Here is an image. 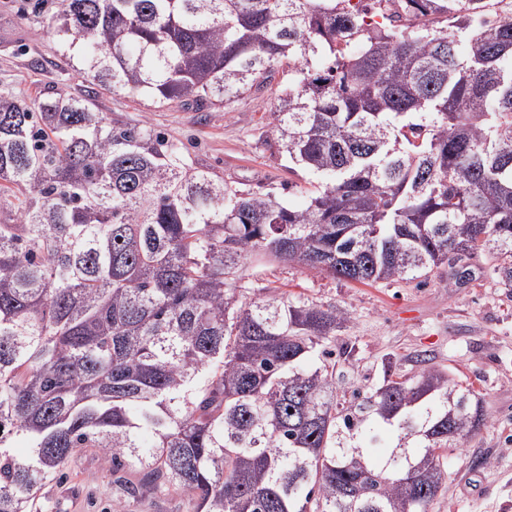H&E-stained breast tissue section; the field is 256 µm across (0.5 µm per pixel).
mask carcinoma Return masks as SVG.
Returning a JSON list of instances; mask_svg holds the SVG:
<instances>
[{
    "label": "carcinoma",
    "instance_id": "1",
    "mask_svg": "<svg viewBox=\"0 0 512 512\" xmlns=\"http://www.w3.org/2000/svg\"><path fill=\"white\" fill-rule=\"evenodd\" d=\"M502 0H61L84 96L0 92V512L79 448L190 512H430L487 419L441 369L336 402L345 309L249 298L247 260L362 284L483 254L512 288V12ZM288 65L280 146L301 206L241 189L99 111H197ZM388 442V451L373 448Z\"/></svg>",
    "mask_w": 512,
    "mask_h": 512
}]
</instances>
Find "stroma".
Returning a JSON list of instances; mask_svg holds the SVG:
<instances>
[{
    "mask_svg": "<svg viewBox=\"0 0 512 512\" xmlns=\"http://www.w3.org/2000/svg\"><path fill=\"white\" fill-rule=\"evenodd\" d=\"M60 0H0V89L34 98L56 90L83 93L86 83L60 54L50 29ZM288 77L276 73L267 87L250 91L226 107L194 111L160 105L123 92H106L99 109L132 125H143L213 168L225 181L301 205L316 180L291 165L279 147L272 106ZM485 258L473 260L474 277L448 287L447 267L424 284H373L335 280L296 265L246 266L251 294L275 287L288 296L331 304L351 320L336 333V398L370 391L385 367L402 375L420 368L447 370L483 400L488 422L444 454L447 471L432 512H512V290L492 283ZM100 449L82 448L62 479L35 500L34 512H186L183 494H127Z\"/></svg>",
    "mask_w": 512,
    "mask_h": 512,
    "instance_id": "obj_1",
    "label": "stroma"
}]
</instances>
